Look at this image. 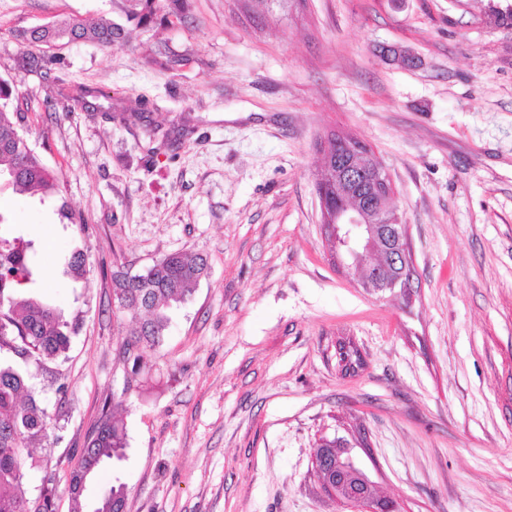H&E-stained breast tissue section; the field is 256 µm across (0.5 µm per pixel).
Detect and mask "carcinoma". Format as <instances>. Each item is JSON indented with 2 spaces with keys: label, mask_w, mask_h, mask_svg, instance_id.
Masks as SVG:
<instances>
[{
  "label": "carcinoma",
  "mask_w": 512,
  "mask_h": 512,
  "mask_svg": "<svg viewBox=\"0 0 512 512\" xmlns=\"http://www.w3.org/2000/svg\"><path fill=\"white\" fill-rule=\"evenodd\" d=\"M159 0H120L127 20L147 25L160 10ZM263 14L290 11V0H254ZM124 29L110 21L88 23L63 19L21 40L29 46L91 41L105 47L120 42ZM20 65L29 70L50 71L57 65L52 56H28ZM12 92L0 82V177L21 194L58 190L57 179L29 146L11 113L6 111ZM34 242L0 237V512H55L57 485L52 476L42 479L39 495L28 498L22 489L28 448L50 439L52 423L47 409L30 386L29 368H41L65 356L78 324L69 321L55 306L37 294L41 277L34 259ZM202 254H168L140 275L112 272L118 311L127 314L124 353L132 357L128 388L137 387L147 364L143 352L161 346L169 325L170 308L184 301L193 287L208 274ZM65 273L75 280L87 273V255L77 249L65 261ZM124 396L103 403L95 427L80 459L70 473L67 492L71 512H126L125 484L111 485L94 501L85 496L87 484L112 459H119L127 446L126 428L112 408Z\"/></svg>",
  "instance_id": "1"
}]
</instances>
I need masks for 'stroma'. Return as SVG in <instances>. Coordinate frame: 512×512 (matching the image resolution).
I'll use <instances>...</instances> for the list:
<instances>
[{
    "label": "stroma",
    "mask_w": 512,
    "mask_h": 512,
    "mask_svg": "<svg viewBox=\"0 0 512 512\" xmlns=\"http://www.w3.org/2000/svg\"><path fill=\"white\" fill-rule=\"evenodd\" d=\"M189 4L139 26L117 0H0L9 109L60 188L1 179L0 235L39 245L44 299L81 322L35 374L54 430L27 497L52 474L70 512V469L124 391L128 446L89 493L124 483L127 512H350L314 474L334 435L399 512H512V24L495 17L512 0H306L261 22L241 0ZM63 18L112 21L126 43L21 42ZM29 53L59 63L28 72ZM336 131L391 177L411 299L329 257L316 177ZM171 253L207 255L209 273L128 392L112 270Z\"/></svg>",
    "instance_id": "obj_1"
}]
</instances>
